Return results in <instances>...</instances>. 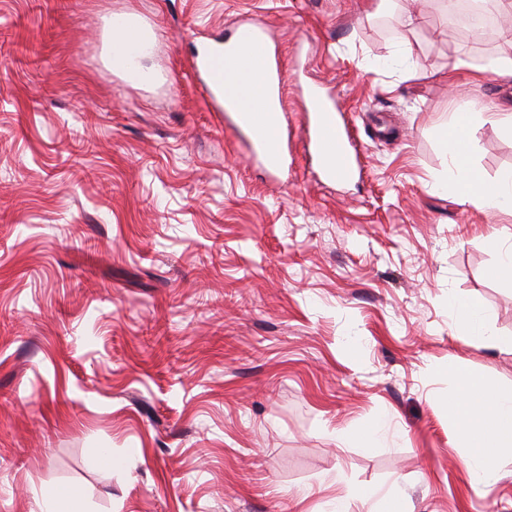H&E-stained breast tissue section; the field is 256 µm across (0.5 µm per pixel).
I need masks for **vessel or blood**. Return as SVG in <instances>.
<instances>
[{"label":"vessel or blood","instance_id":"obj_1","mask_svg":"<svg viewBox=\"0 0 512 512\" xmlns=\"http://www.w3.org/2000/svg\"><path fill=\"white\" fill-rule=\"evenodd\" d=\"M263 27L254 20L240 21L224 39L225 47L261 38ZM201 80L202 102L223 112L225 121L247 142L253 155L270 172L282 175L288 159L282 138V115H260L228 106L224 93V56L213 53L194 62ZM303 102L310 112L307 136L310 159L327 182L348 185L361 175V164L348 126L339 118L336 103L327 93L304 87Z\"/></svg>","mask_w":512,"mask_h":512}]
</instances>
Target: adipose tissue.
Masks as SVG:
<instances>
[{
    "mask_svg": "<svg viewBox=\"0 0 512 512\" xmlns=\"http://www.w3.org/2000/svg\"><path fill=\"white\" fill-rule=\"evenodd\" d=\"M150 55L147 39L133 27L112 28L109 58L112 67L128 72L131 80L149 81L153 72L146 67ZM224 87L232 93L235 108L265 113L273 111L265 52L262 46L242 47L235 61L224 69ZM494 122L512 131V112L491 111L471 100L459 103L448 115L441 145L449 153L452 182L432 184L433 193L454 190L460 202L471 203L492 213L512 214V173L489 180L473 163L470 145L479 125ZM455 391L448 400V419L460 447L468 451L465 462L482 480L498 478V460L512 453V392L503 393L458 366L448 369Z\"/></svg>",
    "mask_w": 512,
    "mask_h": 512,
    "instance_id": "ef3b65f1",
    "label": "adipose tissue"
}]
</instances>
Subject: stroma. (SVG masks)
<instances>
[{
	"mask_svg": "<svg viewBox=\"0 0 512 512\" xmlns=\"http://www.w3.org/2000/svg\"><path fill=\"white\" fill-rule=\"evenodd\" d=\"M400 5L0 0V512L52 487L90 512H369L368 486L399 512H512V455L473 486L444 405L451 364L512 391V282L485 244L512 215L430 191L456 91L512 100L476 76L512 55V15L484 38L442 0L414 26ZM117 15L153 21L152 83L105 66ZM242 18L337 98L360 181L318 180L296 87L283 181L205 111L191 61ZM471 156L512 172V134L483 124ZM452 296L490 335L456 333ZM382 415L380 447H337Z\"/></svg>",
	"mask_w": 512,
	"mask_h": 512,
	"instance_id": "35a3bbf8",
	"label": "stroma"
}]
</instances>
